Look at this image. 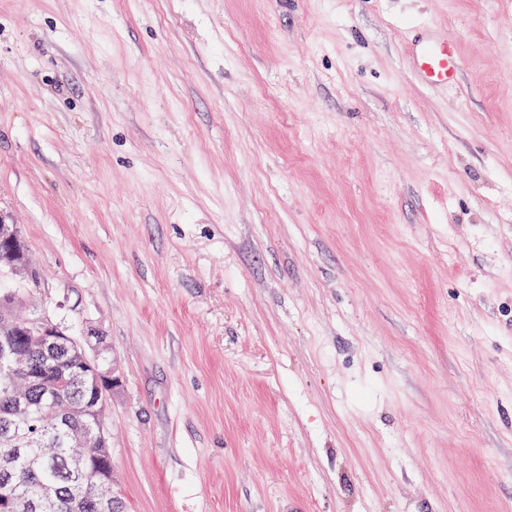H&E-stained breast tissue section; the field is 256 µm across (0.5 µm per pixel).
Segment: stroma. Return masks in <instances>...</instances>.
Here are the masks:
<instances>
[{"mask_svg": "<svg viewBox=\"0 0 512 512\" xmlns=\"http://www.w3.org/2000/svg\"><path fill=\"white\" fill-rule=\"evenodd\" d=\"M0 212L126 512H512V0H0ZM460 61L453 50V40L422 39L413 47V66L426 83L441 88L456 85Z\"/></svg>", "mask_w": 512, "mask_h": 512, "instance_id": "35a3bbf8", "label": "stroma"}]
</instances>
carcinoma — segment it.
Masks as SVG:
<instances>
[{"instance_id":"obj_1","label":"carcinoma","mask_w":512,"mask_h":512,"mask_svg":"<svg viewBox=\"0 0 512 512\" xmlns=\"http://www.w3.org/2000/svg\"><path fill=\"white\" fill-rule=\"evenodd\" d=\"M23 305L22 293L0 289V314L14 316ZM21 353L12 365H0V433L5 428L21 432L31 428L33 442L15 457L10 475L0 473V484L8 482L15 500L14 512H98L91 496L95 476L90 472H75L70 468V428L62 424L56 407L60 402L78 400L84 403L92 391L83 376L75 375L70 383H60L62 370L72 364L71 354L30 349L27 341L17 339ZM23 378L35 374L42 385L28 391L32 405L23 425L10 422L12 397L5 389L9 373ZM80 485L84 501L77 503L70 489Z\"/></svg>"}]
</instances>
